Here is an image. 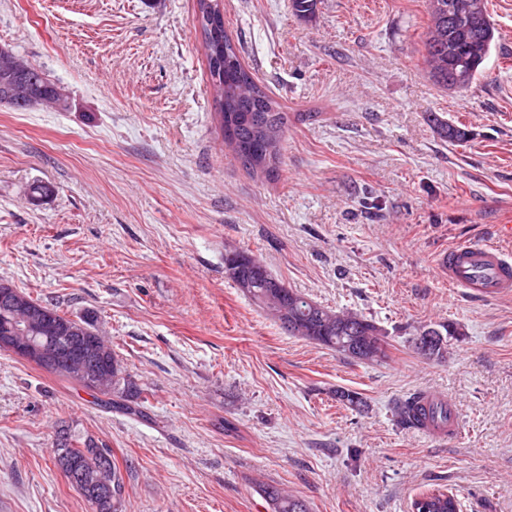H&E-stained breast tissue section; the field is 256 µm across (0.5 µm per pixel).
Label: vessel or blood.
<instances>
[{
	"instance_id": "1",
	"label": "vessel or blood",
	"mask_w": 512,
	"mask_h": 512,
	"mask_svg": "<svg viewBox=\"0 0 512 512\" xmlns=\"http://www.w3.org/2000/svg\"><path fill=\"white\" fill-rule=\"evenodd\" d=\"M441 267L452 287L473 298L490 299L512 294V251L496 243L469 241L444 253Z\"/></svg>"
}]
</instances>
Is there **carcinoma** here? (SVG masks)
<instances>
[{
	"mask_svg": "<svg viewBox=\"0 0 512 512\" xmlns=\"http://www.w3.org/2000/svg\"><path fill=\"white\" fill-rule=\"evenodd\" d=\"M431 26L424 41L425 59L431 80L440 87L448 88V39L458 41L460 53L458 67L467 71V81L460 88H468L482 74L483 64L496 47L499 36L494 24L485 29L467 31L452 26L448 20V6L460 8L467 0H428ZM196 19L203 36V49L207 61L210 83L215 92L224 143L231 149L243 166L255 174L274 175L280 163V143L288 128V119L280 104L263 91L242 62L241 49L233 42L224 28L218 6L208 0H197ZM29 85L32 96L38 102L31 103L24 95H16L11 105L16 111H26L55 99L56 84L39 69L30 72ZM430 122L441 138L450 144L463 142L468 131L444 121L439 115H430ZM250 255L245 250H230L224 254V270L238 282L247 272L244 264H235L239 257ZM269 283L275 289L256 285L245 293L269 318L279 324L288 319V335L346 354L344 344L354 343L364 351L352 357L354 361L374 364L387 357L385 333L373 320L357 313L335 311L303 296L288 287L272 273H267ZM438 337L439 348L426 354L419 341L426 336ZM460 335L453 322L426 325L419 328L411 339L417 355L427 360L444 357L448 339ZM112 362V385L99 390L104 405L127 414L139 413L143 389L135 379L124 373L114 354H108ZM336 400L359 412L365 407L364 398L357 392L338 389ZM397 422L404 427L417 428L428 421L433 425H448V405L425 407L421 395L402 401L395 406ZM73 435L61 432L54 442V462L66 480L83 497L88 488L83 482L84 472H90L109 484V501L100 506L99 512H118L117 503L122 498V478L107 448H98L92 440L82 442L69 456L71 469L62 467L60 454L73 447ZM271 512H310L307 502L290 496L279 488L268 485L262 489ZM413 504L428 507V512H460L461 503L456 495L442 488H432L422 493Z\"/></svg>",
	"mask_w": 512,
	"mask_h": 512,
	"instance_id": "1",
	"label": "carcinoma"
}]
</instances>
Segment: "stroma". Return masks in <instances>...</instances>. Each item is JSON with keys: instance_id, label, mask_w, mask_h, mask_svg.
Instances as JSON below:
<instances>
[{"instance_id": "stroma-1", "label": "stroma", "mask_w": 512, "mask_h": 512, "mask_svg": "<svg viewBox=\"0 0 512 512\" xmlns=\"http://www.w3.org/2000/svg\"><path fill=\"white\" fill-rule=\"evenodd\" d=\"M223 9L288 114L271 179L224 144L196 0H0V47L70 98L0 104V281L94 313L144 390L140 415L109 411L0 350V512H89L52 462L62 429L111 449L122 512H270L263 484L311 512H411L433 487L461 512H512V296L469 298L438 265L512 224V0H488L498 47L460 92L428 76V0ZM433 112L469 141L443 142ZM35 182L52 194L31 201ZM230 249L374 320L388 359L285 333L225 273ZM448 321L444 359L418 357L417 328ZM427 389L458 406V436L398 425L396 403Z\"/></svg>"}]
</instances>
